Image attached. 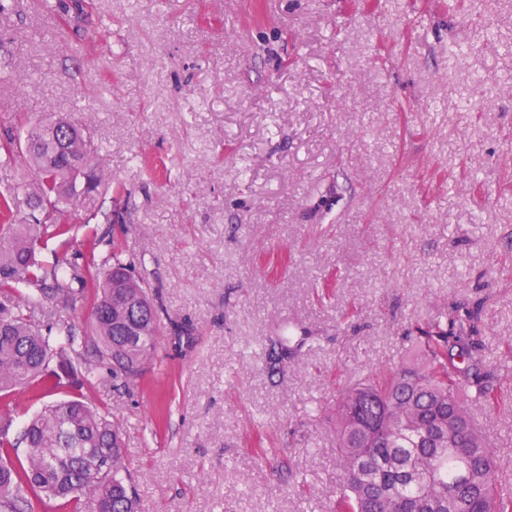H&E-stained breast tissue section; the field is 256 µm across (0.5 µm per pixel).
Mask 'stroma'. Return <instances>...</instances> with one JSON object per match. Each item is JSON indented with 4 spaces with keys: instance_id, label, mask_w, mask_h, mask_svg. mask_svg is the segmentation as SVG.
<instances>
[{
    "instance_id": "35a3bbf8",
    "label": "stroma",
    "mask_w": 512,
    "mask_h": 512,
    "mask_svg": "<svg viewBox=\"0 0 512 512\" xmlns=\"http://www.w3.org/2000/svg\"><path fill=\"white\" fill-rule=\"evenodd\" d=\"M84 2L62 39L0 14V131L88 129L107 189L64 255L120 246L162 305L141 376L88 394L139 512H330L338 398L455 304L481 303L483 368L512 380V0ZM469 411L512 497V396Z\"/></svg>"
}]
</instances>
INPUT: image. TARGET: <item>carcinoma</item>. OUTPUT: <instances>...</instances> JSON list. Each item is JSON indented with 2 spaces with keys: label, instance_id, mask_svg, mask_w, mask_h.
Returning a JSON list of instances; mask_svg holds the SVG:
<instances>
[{
  "label": "carcinoma",
  "instance_id": "carcinoma-1",
  "mask_svg": "<svg viewBox=\"0 0 512 512\" xmlns=\"http://www.w3.org/2000/svg\"><path fill=\"white\" fill-rule=\"evenodd\" d=\"M41 7L79 27L80 0H41ZM54 120L40 119L0 139V159L34 173L29 205L33 224L17 223L20 187L0 191V407L11 411L12 392L64 374L74 387L92 388L107 365L135 379L157 349L161 311L148 282L121 259L71 265L40 258L48 242L69 243L75 225L68 209L99 194L91 136L71 119L59 146ZM79 288H73V285ZM91 297L92 330L57 321L41 328L30 309L65 306L75 293ZM144 343L125 336L141 309ZM480 308L455 305L445 322L416 327L425 364L381 373L344 394L338 404L337 448L343 485L335 512H512V497L497 495V471L463 396L484 409L499 405L501 389L482 371L475 336ZM25 448L19 454V448ZM0 512H138L118 424L82 395L45 405L14 439L0 429Z\"/></svg>",
  "mask_w": 512,
  "mask_h": 512
}]
</instances>
